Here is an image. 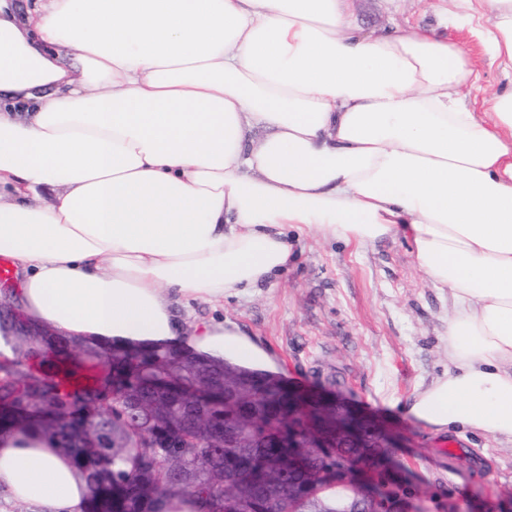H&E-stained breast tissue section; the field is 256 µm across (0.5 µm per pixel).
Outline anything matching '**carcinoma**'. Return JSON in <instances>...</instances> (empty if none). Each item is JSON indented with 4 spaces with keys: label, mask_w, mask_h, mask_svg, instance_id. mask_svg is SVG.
I'll use <instances>...</instances> for the list:
<instances>
[{
    "label": "carcinoma",
    "mask_w": 512,
    "mask_h": 512,
    "mask_svg": "<svg viewBox=\"0 0 512 512\" xmlns=\"http://www.w3.org/2000/svg\"><path fill=\"white\" fill-rule=\"evenodd\" d=\"M0 305V439L35 430L68 452L86 480L87 512H336L353 494L340 471L356 448H295L288 471V388L227 360L162 346L142 352L41 336ZM246 400L224 404V382ZM236 447H224V431Z\"/></svg>",
    "instance_id": "1"
}]
</instances>
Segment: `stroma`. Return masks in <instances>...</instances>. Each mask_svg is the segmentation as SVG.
Segmentation results:
<instances>
[{"mask_svg": "<svg viewBox=\"0 0 512 512\" xmlns=\"http://www.w3.org/2000/svg\"><path fill=\"white\" fill-rule=\"evenodd\" d=\"M440 0H360L356 18L369 32L393 23L438 25ZM471 53L480 75L466 93L512 83L483 54L468 29H448ZM295 259L286 272L218 304L181 301L180 318L223 319L263 350L268 372L304 396L355 410L388 435L391 457L407 496L426 494L427 512H512V442L463 428L445 464L425 463L441 436L402 406L419 386L448 367L447 298L417 268L411 244L396 236L359 247L289 230Z\"/></svg>", "mask_w": 512, "mask_h": 512, "instance_id": "35a3bbf8", "label": "stroma"}]
</instances>
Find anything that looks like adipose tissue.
Wrapping results in <instances>:
<instances>
[{
	"instance_id": "ef3b65f1",
	"label": "adipose tissue",
	"mask_w": 512,
	"mask_h": 512,
	"mask_svg": "<svg viewBox=\"0 0 512 512\" xmlns=\"http://www.w3.org/2000/svg\"><path fill=\"white\" fill-rule=\"evenodd\" d=\"M512 74V0H450ZM457 43L356 0H0V256L32 322L256 364L223 321L183 324L266 283L288 231L396 235L452 304L448 369L408 413L512 441V85L466 101ZM0 490L85 512L73 459L0 440Z\"/></svg>"
}]
</instances>
